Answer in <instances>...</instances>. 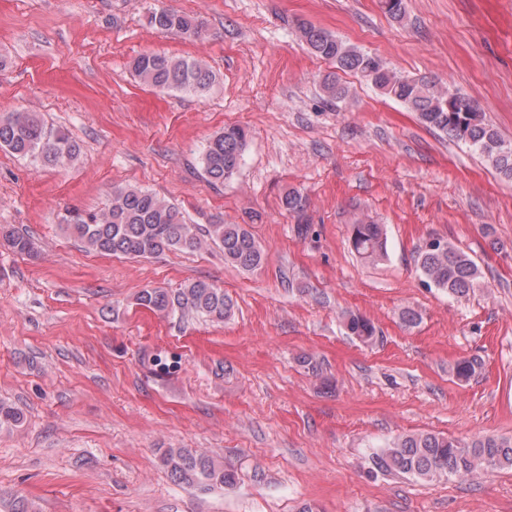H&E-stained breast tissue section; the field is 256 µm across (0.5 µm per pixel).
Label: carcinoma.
Segmentation results:
<instances>
[{"label":"carcinoma","mask_w":512,"mask_h":512,"mask_svg":"<svg viewBox=\"0 0 512 512\" xmlns=\"http://www.w3.org/2000/svg\"><path fill=\"white\" fill-rule=\"evenodd\" d=\"M148 23L187 39L201 37L203 26L194 18L168 8L151 12ZM299 38L310 52L333 63L336 70L365 78L387 98L416 113L426 127L451 140L467 144L483 156L502 176L512 179V143L505 141L491 125L476 100L460 91L425 77L404 76L379 56L347 44L329 31L303 23ZM138 80L159 91L201 95L210 90L215 75L203 62L189 58L143 53L131 62ZM323 91L331 102L349 95L339 77L329 74ZM247 130L229 125L216 132L201 156L204 176L222 184L238 172L247 143ZM0 148L26 158L41 167H65L80 155V144L61 126L47 124L34 112L0 115ZM284 207L304 211L306 197L292 190L283 197ZM65 230L86 249L98 254L147 258L172 248L199 250L215 245L224 253V263L252 272L263 262V250L245 224L187 223L180 209L158 194L141 188L115 186L110 202L98 213L84 215L71 211L64 218ZM0 241L13 251L32 256L37 253L29 237L7 224L0 225ZM349 242L364 261L376 263L388 256L383 225L362 221L351 225ZM417 265L425 282L455 298H465L480 282L475 260L447 240L420 250ZM137 305L163 315H197L222 322L234 313V301L224 289L205 280H194L171 293L161 288H144ZM347 333L371 343L376 329L370 320L349 312L343 316ZM477 356L458 360L453 368L457 379L467 381L480 374ZM24 416L17 408L0 402V427H18ZM170 480L178 486L223 487L237 481V470L203 451L167 448L160 456ZM371 469L381 474H400L420 481H441L469 477L481 471L512 469V438L485 435L469 442L444 435L420 432L400 435L370 457ZM8 512H36L33 502L14 494L5 502Z\"/></svg>","instance_id":"1"}]
</instances>
